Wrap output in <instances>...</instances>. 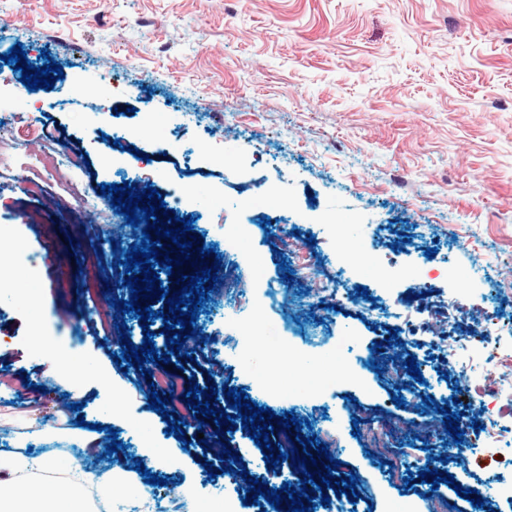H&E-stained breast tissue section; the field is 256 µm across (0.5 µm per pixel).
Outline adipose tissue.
<instances>
[{
    "label": "adipose tissue",
    "instance_id": "ef3b65f1",
    "mask_svg": "<svg viewBox=\"0 0 512 512\" xmlns=\"http://www.w3.org/2000/svg\"><path fill=\"white\" fill-rule=\"evenodd\" d=\"M51 473L59 476L53 487L43 480ZM124 478L117 471L96 474L68 454L0 451V512H94L90 488L108 497Z\"/></svg>",
    "mask_w": 512,
    "mask_h": 512
}]
</instances>
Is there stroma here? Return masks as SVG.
Listing matches in <instances>:
<instances>
[{
	"label": "stroma",
	"mask_w": 512,
	"mask_h": 512,
	"mask_svg": "<svg viewBox=\"0 0 512 512\" xmlns=\"http://www.w3.org/2000/svg\"><path fill=\"white\" fill-rule=\"evenodd\" d=\"M15 45L31 64L59 63L63 78L29 90L2 59ZM68 81L85 86L82 105L65 104ZM101 87L112 90V111L92 97ZM146 112L163 123L143 124ZM0 141L14 147L0 172L9 201L0 239L15 255L11 290L0 295L1 450L67 446L92 470H126L112 489L126 512H136L145 485L138 461L164 480L153 512H265L267 499L248 502L249 480L300 486L292 460L266 468L239 425L224 442L246 475L224 474L219 447L189 445L183 395L206 363L216 386L246 392L274 420L291 410L309 421V449L326 444L337 480L357 475V497L330 485L329 505L315 512H512L500 491L512 483V440L499 454L485 447L495 428L512 427V0H0ZM45 147L59 178L87 185V199L72 198L59 178L31 180ZM73 153L88 166L68 169ZM123 181L181 194V217L193 218V235L221 261L195 323L205 344L188 358L172 353L160 370L173 390L164 417L150 409L140 372L99 341L123 323L137 346L162 332L105 305L123 266L100 265L86 279L55 273L60 226L79 231L91 213L102 240L111 238L100 186ZM326 216L412 278L388 290L381 269L345 265ZM228 224L247 225V235L225 239ZM359 286L368 298L337 302ZM257 307L314 363L327 395L286 374L287 400L261 397L240 334ZM488 329L502 356H473ZM35 331L74 363L110 371L122 412L92 380L70 395L32 350ZM393 334L403 351L376 371ZM339 340L351 361L345 378L336 375ZM411 356L423 383L407 382ZM461 387L483 400L467 408L478 425L450 467L454 485L407 486L408 473L445 455L434 417L453 408ZM47 391L60 425L40 420ZM106 418L124 444L109 456L96 446ZM171 418L186 423L184 438L168 433ZM459 486L477 490L483 507L457 495Z\"/></svg>",
	"instance_id": "obj_1"
}]
</instances>
